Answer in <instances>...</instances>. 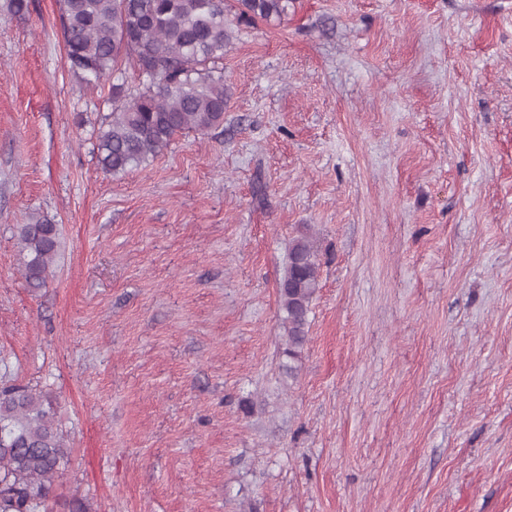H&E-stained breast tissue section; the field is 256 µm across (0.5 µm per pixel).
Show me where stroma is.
<instances>
[{
    "mask_svg": "<svg viewBox=\"0 0 512 512\" xmlns=\"http://www.w3.org/2000/svg\"><path fill=\"white\" fill-rule=\"evenodd\" d=\"M0 0V367L69 512H512V0L234 24L224 124L105 172L112 85ZM57 224L45 287L16 227ZM320 288L288 374L278 283Z\"/></svg>",
    "mask_w": 512,
    "mask_h": 512,
    "instance_id": "1",
    "label": "stroma"
}]
</instances>
